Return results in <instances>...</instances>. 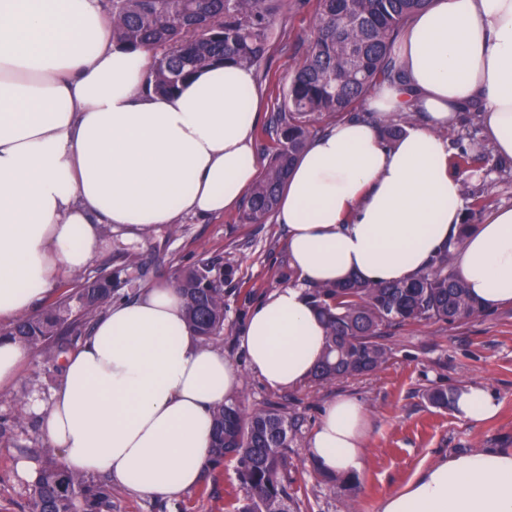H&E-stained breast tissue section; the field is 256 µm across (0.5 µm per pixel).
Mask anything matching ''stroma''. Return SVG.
<instances>
[{
	"instance_id": "35a3bbf8",
	"label": "stroma",
	"mask_w": 512,
	"mask_h": 512,
	"mask_svg": "<svg viewBox=\"0 0 512 512\" xmlns=\"http://www.w3.org/2000/svg\"><path fill=\"white\" fill-rule=\"evenodd\" d=\"M316 0H282L269 32L265 58L255 66V77L265 108L255 132L257 151L269 142L266 134L296 66L315 32ZM489 155L475 163L467 179L488 190L490 208L512 206V171L500 172ZM242 209L199 221L183 218L178 224L158 226L141 240L128 242L111 226L101 225L104 248L83 271L94 278L102 268L119 276L114 299L132 297L140 288L173 281L176 273L200 260L221 257L231 273L224 280V335L220 345L240 373L238 401L248 408L287 405L298 426L295 446L288 451V491L292 512H380L382 500L405 486L425 467L456 451L486 448L512 450V303L492 310L482 319L411 323L392 329L384 338L389 361L377 371L330 384L310 382L279 390L267 387L253 373L238 337L251 309L276 289L293 280L286 248V232L275 219L247 224ZM61 381L38 355H31L15 382L0 388V417L12 414L14 397L39 393L48 397ZM483 388L495 393L499 414L482 424L455 416L453 409L431 405L425 394L433 388ZM351 395L368 412L362 489L345 503L336 484L319 474L306 456L311 433L325 405ZM45 442L40 419L27 414L12 425L9 441L0 443V512H23L30 487L14 473L15 456ZM235 467L226 463L205 471L200 483L179 498L146 496L113 485L112 512H226L238 492Z\"/></svg>"
}]
</instances>
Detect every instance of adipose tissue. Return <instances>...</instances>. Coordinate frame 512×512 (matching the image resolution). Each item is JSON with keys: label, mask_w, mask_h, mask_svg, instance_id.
Instances as JSON below:
<instances>
[{"label": "adipose tissue", "mask_w": 512, "mask_h": 512, "mask_svg": "<svg viewBox=\"0 0 512 512\" xmlns=\"http://www.w3.org/2000/svg\"><path fill=\"white\" fill-rule=\"evenodd\" d=\"M154 55L113 42L103 0H0V323L88 266L100 225L136 240L184 215H221L253 183V69L217 63L160 93L149 85ZM397 58L405 85L376 88L374 119L338 122L309 143L277 202L295 279L254 307L239 336L270 388L303 384L323 354L312 288L408 280L452 243L473 297L512 302V207L464 228L463 177L440 135L475 109L495 155L512 159V0H428ZM409 110L417 122L384 142L382 125ZM239 385L233 363L189 327L178 288L151 285L112 303L48 401L30 408L70 469L175 498L210 459L212 408ZM498 407L474 387L454 403L473 424ZM366 433L364 404L334 400L306 454L323 475L359 473ZM380 512H512V450L449 454Z\"/></svg>", "instance_id": "adipose-tissue-1"}]
</instances>
